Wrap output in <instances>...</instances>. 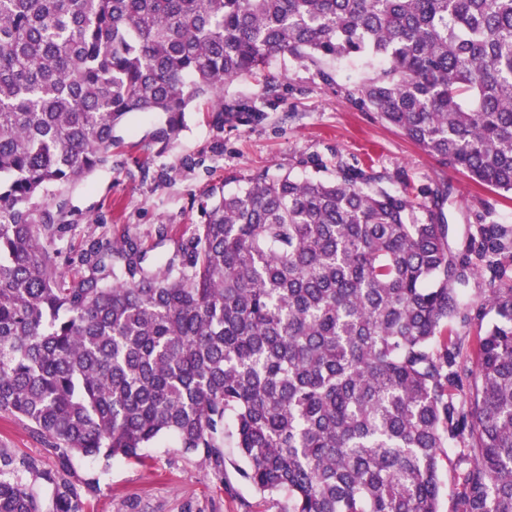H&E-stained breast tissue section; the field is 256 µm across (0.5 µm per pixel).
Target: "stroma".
Wrapping results in <instances>:
<instances>
[{"mask_svg": "<svg viewBox=\"0 0 512 512\" xmlns=\"http://www.w3.org/2000/svg\"><path fill=\"white\" fill-rule=\"evenodd\" d=\"M325 72L330 81L322 80ZM265 74L275 91L250 121L216 125L213 105L204 100L166 146L151 139L159 115L138 113L116 126L111 163L61 190L71 256L98 238H130L149 258L164 256L157 225H167L170 241L189 237L215 200L244 186L259 169L332 179L340 168L368 166L392 191L447 187L444 211L451 224L466 223L486 201L494 203L499 222L512 224V199L477 186L351 102L349 90L371 75L362 62L315 66L277 56ZM0 451L45 471L68 472L75 482L99 476L101 490L90 498L88 512H285L288 505L286 494H261L242 478L233 448L225 449L219 470L165 438L145 449L143 459H117L105 467L77 457L63 460L24 423L0 413Z\"/></svg>", "mask_w": 512, "mask_h": 512, "instance_id": "35a3bbf8", "label": "stroma"}]
</instances>
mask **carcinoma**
I'll list each match as a JSON object with an SVG mask.
<instances>
[{"instance_id":"cac0c4a2","label":"carcinoma","mask_w":512,"mask_h":512,"mask_svg":"<svg viewBox=\"0 0 512 512\" xmlns=\"http://www.w3.org/2000/svg\"><path fill=\"white\" fill-rule=\"evenodd\" d=\"M361 59L349 93L443 164L512 194V0H0V412L109 466L161 437L239 450L286 512H512V224L452 236L440 192L251 175L159 267L131 239L63 270L59 190L112 130L262 72ZM55 200L49 206L45 200ZM476 326L469 342L459 329ZM0 453V512L100 491ZM454 455L449 452L448 459L441 462L440 479L443 485L439 500V512H452L453 502L457 494L456 486L451 479V469Z\"/></svg>"}]
</instances>
